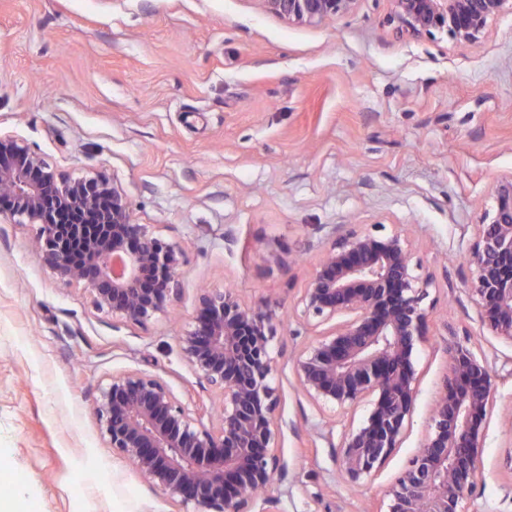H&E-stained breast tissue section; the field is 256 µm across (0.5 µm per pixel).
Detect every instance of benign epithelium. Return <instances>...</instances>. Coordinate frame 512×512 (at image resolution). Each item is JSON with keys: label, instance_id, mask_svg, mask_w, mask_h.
<instances>
[{"label": "benign epithelium", "instance_id": "1", "mask_svg": "<svg viewBox=\"0 0 512 512\" xmlns=\"http://www.w3.org/2000/svg\"><path fill=\"white\" fill-rule=\"evenodd\" d=\"M294 23L349 14L358 0H263ZM386 22L398 35L444 29L457 43L484 37L512 0H389ZM468 254V290L480 321L512 343V174L497 181ZM0 215L36 224V246L64 284L81 283L94 305L143 324L178 295L181 247L134 221L117 185L69 179L22 141L0 136ZM429 279L414 274L408 242L348 230L338 236L304 289V314L317 324L346 320L295 360L298 382L316 403L339 408L368 400L365 420L342 435L345 481L371 480L403 440L417 397L413 360L426 341L421 303ZM276 318L243 306L231 289L200 297L193 328L179 336L184 359L222 395L214 426L208 408L193 417L161 379L112 378L93 401L110 448L129 459L181 512H281L270 488L284 470L276 448L281 396L270 342ZM448 372L431 431L386 491L383 512H466L464 493L479 476L495 372L467 344L448 345Z\"/></svg>", "mask_w": 512, "mask_h": 512}]
</instances>
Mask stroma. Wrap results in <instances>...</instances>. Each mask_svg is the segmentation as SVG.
<instances>
[{
	"label": "stroma",
	"mask_w": 512,
	"mask_h": 512,
	"mask_svg": "<svg viewBox=\"0 0 512 512\" xmlns=\"http://www.w3.org/2000/svg\"><path fill=\"white\" fill-rule=\"evenodd\" d=\"M389 0L289 23L262 0H0V135L66 178L114 181L136 223L179 245V299L146 324L60 283L0 217V512H178L110 448L92 402L113 376L161 378L186 408L219 391L181 354L203 289H234L279 319L281 394L272 492L282 512H379L425 442L469 335L499 378L468 512H512V343L466 287L468 252L497 181L512 173V12L476 44L396 36ZM401 234L430 284L415 411L399 448L353 489L337 464L366 404L336 411L299 386L294 362L330 331L303 290L344 227Z\"/></svg>",
	"instance_id": "obj_1"
}]
</instances>
